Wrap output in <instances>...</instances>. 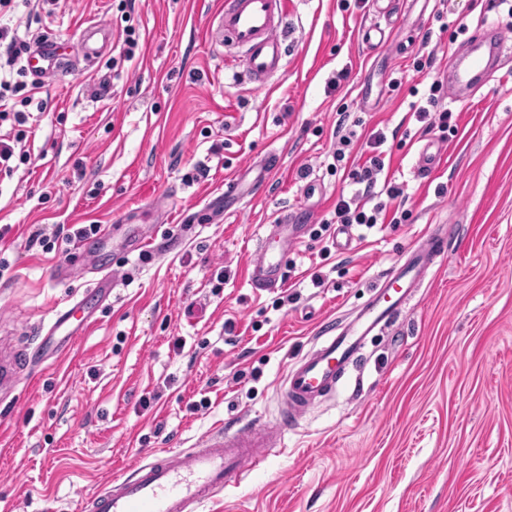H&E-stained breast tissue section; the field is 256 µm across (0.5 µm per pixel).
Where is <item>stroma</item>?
I'll return each instance as SVG.
<instances>
[{"label": "stroma", "mask_w": 512, "mask_h": 512, "mask_svg": "<svg viewBox=\"0 0 512 512\" xmlns=\"http://www.w3.org/2000/svg\"><path fill=\"white\" fill-rule=\"evenodd\" d=\"M225 0H17L27 44L78 52L106 25L99 64L43 84L0 176V357L31 341L51 308L78 297L84 251L120 274L97 322L58 369L0 403V512H83L113 475L156 450L190 448L239 419L276 421L280 383L314 328L344 324L384 270L427 228L448 227L429 279L350 380L268 449L263 468L199 512H512V56L467 101L445 85L455 51L488 29L512 41L496 0H288L283 69L265 87L209 25ZM466 17L453 35L444 18ZM139 37L124 59L122 32ZM431 42H424V33ZM432 55L429 74L416 70ZM401 79L392 90L393 79ZM452 108L447 132L412 109L431 80ZM418 95H410V88ZM355 136L336 160L337 122ZM402 186L398 224L352 226L340 249L323 229L370 133ZM444 152L422 172L427 142ZM238 178L235 210L214 206ZM303 215L282 288H252L247 266L267 225ZM108 224L110 239L56 243L58 226ZM167 254L120 248L142 225ZM74 265L72 278L53 269ZM321 282H313V274ZM289 293L288 305L275 301Z\"/></svg>", "instance_id": "obj_1"}]
</instances>
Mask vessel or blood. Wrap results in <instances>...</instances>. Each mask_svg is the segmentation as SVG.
<instances>
[{
    "instance_id": "vessel-or-blood-1",
    "label": "vessel or blood",
    "mask_w": 512,
    "mask_h": 512,
    "mask_svg": "<svg viewBox=\"0 0 512 512\" xmlns=\"http://www.w3.org/2000/svg\"><path fill=\"white\" fill-rule=\"evenodd\" d=\"M285 19L286 0H229L214 18L217 34L228 46L241 51L244 69L257 86H264L282 68L280 34ZM26 62L39 84L73 64L54 37L38 41ZM493 69L492 61L461 49L448 71V85L454 95L472 94L479 87L478 76ZM300 231L297 224L269 226L248 267L254 288L281 284L286 250ZM444 251L442 235L430 233L405 264L392 265L379 278L356 325L341 331L331 323L322 325L317 343L286 374L282 414L275 423L242 420L202 437L192 448L156 455L109 480L89 498L87 512H196L247 470L262 466L264 449L275 447L289 423L335 395L337 385L355 366L365 338L382 333L392 323L399 301L408 300L423 286ZM93 324V314L85 303L55 306L48 323L38 327L35 346L19 345L0 360V395L8 393L21 375L33 378L61 362Z\"/></svg>"
}]
</instances>
